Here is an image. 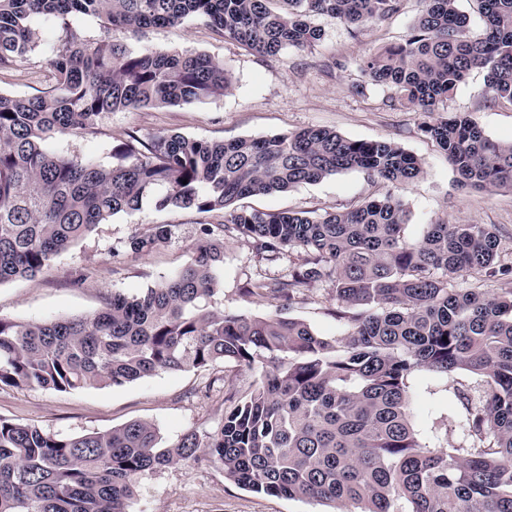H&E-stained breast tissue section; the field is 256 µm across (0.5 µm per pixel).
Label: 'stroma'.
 <instances>
[{"label": "stroma", "instance_id": "1", "mask_svg": "<svg viewBox=\"0 0 512 512\" xmlns=\"http://www.w3.org/2000/svg\"><path fill=\"white\" fill-rule=\"evenodd\" d=\"M423 9L422 0H403L401 10L377 25L355 28L324 20L321 41L310 50L286 48L274 56L245 51L234 40L189 18L174 27L146 30L139 37L121 29L105 30L94 17L75 19L85 36L110 33L116 42L138 51L189 50L223 61L231 87L224 94L175 106L148 107L105 114L94 135L63 134L49 140L51 152L89 157L108 165L113 146L129 133L145 136L180 133L204 141H228L289 134L307 127H325L353 140L387 139L420 160L423 172L397 189L407 210V233L418 239L425 225L495 224L501 245L512 252V188L494 193L462 187L445 154L421 130L423 113L398 103L394 91L368 82L361 66L379 47L402 43ZM60 31L47 26L40 47L23 64L0 69V93L31 96L45 87L50 51ZM448 112H468L489 137L512 141V104L490 100L487 72L472 70L444 103ZM385 184L348 170L316 183H303L285 193L246 199V206L263 211H305L315 215L340 211L383 196ZM223 212L206 216L192 210L155 209L144 201L140 211L112 217L85 239L57 256L35 277L0 285V316L14 321L87 316L98 311L106 294L133 295L152 286L188 259L200 236L201 222L219 223ZM154 224H168L172 237L162 248L133 254L126 242ZM295 256L283 252L276 260L259 259L250 243L224 240V297L221 308L264 316L272 307L243 298L239 290L261 277L284 278ZM336 301L326 283L311 284L304 299L288 312L321 333L337 334L328 310ZM254 372L231 363L155 375L114 387L70 392L33 388L0 389V417L35 425L63 435L108 431L131 421H146L160 431L163 443L187 432L204 435L224 419V397L247 390ZM474 376L456 373L441 379L420 371L412 381V403L421 437L448 438L452 448L465 446L466 411L458 390L476 386ZM333 506L307 499L257 495L225 479L221 468L176 463L149 474L140 483L130 512H332Z\"/></svg>", "mask_w": 512, "mask_h": 512}]
</instances>
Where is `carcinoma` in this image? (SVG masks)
Listing matches in <instances>:
<instances>
[{"instance_id": "cac0c4a2", "label": "carcinoma", "mask_w": 512, "mask_h": 512, "mask_svg": "<svg viewBox=\"0 0 512 512\" xmlns=\"http://www.w3.org/2000/svg\"><path fill=\"white\" fill-rule=\"evenodd\" d=\"M403 0H0V67L23 65L38 26L61 35L52 83L38 94H0V284L34 276L107 223L141 209L224 212L206 223L181 269L135 295L110 293L89 316L35 322L0 316V388L67 392L138 381L159 371L231 362L259 373L231 393L222 424L160 445L157 428L133 421L67 436L0 418V512H127L140 480L169 464L219 466L256 493L308 498L340 512H512V258L501 261L492 224H429L405 236L406 210L392 192L345 211L310 216L239 202L359 170L398 188L422 173L391 140H352L324 127L289 135L203 141L180 133L131 134L116 162L52 153L55 134H95L107 113L221 95L224 63L202 53L146 48L109 35L88 39L74 16L103 18L137 35L203 21L244 49L275 56L320 41L322 18L363 27ZM485 34L468 39L457 0H424L404 43L369 53L362 72L429 120L422 132L448 157L460 183L487 193L512 188V142L465 113L438 105L475 68L491 98L512 104V0H476ZM168 224L133 235L134 254L171 238ZM272 260L298 254L286 278L247 282L244 297L265 316L226 312L224 237ZM498 278L489 292L459 283ZM315 282L336 296L343 327L326 336L283 311ZM421 370L469 372L460 390L469 446L421 440L411 383Z\"/></svg>"}]
</instances>
